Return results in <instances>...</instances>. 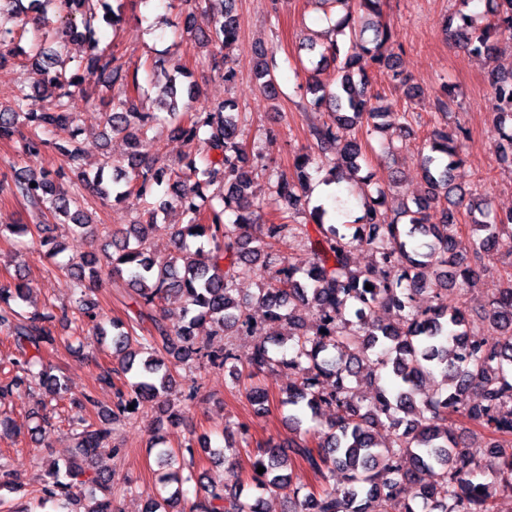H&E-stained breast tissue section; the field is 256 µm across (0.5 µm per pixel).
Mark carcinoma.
I'll list each match as a JSON object with an SVG mask.
<instances>
[{"label": "carcinoma", "mask_w": 512, "mask_h": 512, "mask_svg": "<svg viewBox=\"0 0 512 512\" xmlns=\"http://www.w3.org/2000/svg\"><path fill=\"white\" fill-rule=\"evenodd\" d=\"M60 24L47 34L60 48L70 41L86 45V57L75 72L49 67L37 69L32 88L51 98L42 112L24 109L28 94L21 90L8 108L0 107V141H18L21 150L37 155L49 148L60 155L71 172L81 178L84 189L103 201L131 203L136 218L121 231L105 233L102 256H84L62 266L71 278L74 306L93 321V332L111 339L112 350L121 356L120 372L129 376L126 389H116L112 420L140 406L165 399L192 398L195 386L177 393L173 371L190 362L198 367L237 370L238 355L229 345L214 350L201 345L195 330L210 326L212 336L253 335L250 302L235 295V283L259 272L265 280L255 298L263 309L268 328L246 363L255 373L282 367L288 370V386L280 404L288 408V422L296 432L288 447L271 442L249 457L247 480L233 484L211 477L200 483L202 495L189 512H265L263 495L288 491V512H493L497 496L512 493V281L500 289L489 310L482 315L483 333L473 332L470 314L448 294L460 285L475 283L485 272L483 256L499 233L512 230V211L501 214L489 203L479 205L471 191L455 183L452 171L461 162L467 132L455 136L434 128L429 153L422 157L421 175L427 187L424 196L400 202L393 218L382 211L385 192H363L365 214L352 226L328 224L322 205L310 206V170L329 166L333 180L368 185L370 176L360 175L366 161V146L357 137L339 138L343 126L364 124L373 129L390 127L381 122L388 113L377 104L370 70L392 81L401 79L394 54L386 53L387 29L375 30L371 41L360 44V53L345 49L344 39L361 38L368 16L378 17L383 0H325L342 6L344 14L333 25L334 37L309 50L319 55L316 66L336 63L339 80L331 89L315 76L306 80L305 92L316 106L330 109L331 120L309 130L319 154L300 153L294 158V175L278 174L269 180L285 208L266 220L251 209L254 165L239 141L238 105L223 104L196 112L179 111L182 91L194 98L195 85H183L179 77L188 72L165 67L158 57L147 64L159 88L156 110L139 107L140 64H126L112 50L100 47L95 23L116 29L121 21L113 3L121 0H50ZM459 8L448 14L446 32L466 54L490 65L498 44L512 40V0H486L484 20L466 13L470 0H455ZM195 13H188L181 33L197 43L214 47L208 66L224 82L235 80L224 50L238 37L240 24L236 0H222L212 14L210 26H195ZM45 55L41 42L25 49L16 32L0 26V67L25 56ZM99 73L112 88V111L105 113L102 139L109 133L125 137L129 150L118 164L104 163L94 174L83 170L84 142L70 99L83 91L82 68ZM254 74L263 93H277L276 66L265 53L258 54ZM489 87L499 103L494 122V142L500 160L512 163V73L496 68L487 72ZM169 124L172 132L193 147L179 163V171L161 161L152 151L149 132ZM73 126L67 140L49 138L53 128ZM342 143L335 161L321 155ZM112 167V176L105 168ZM64 173L14 171L0 180V191L19 198L44 215L60 218L73 229L95 235L97 225L82 209L79 196L61 182ZM310 208L316 236H308L303 224H293L288 214ZM175 209L186 218L173 224L174 252L157 260L150 254L149 238L160 214ZM466 211L470 233L462 238L458 215ZM233 214V222L226 215ZM354 228L348 232L347 228ZM307 235L313 261L297 269L275 244L287 236ZM190 239H204L207 246L191 249ZM365 248L373 265L365 271L352 268V251ZM107 275L126 283L136 295L134 316L124 322L104 323L94 313V287ZM372 289H365V285ZM428 291L433 304L416 308V298ZM32 288L18 274L0 284V332L12 341L7 355L14 375L0 383V395L13 390L38 388L52 400H69L76 410V453L63 465L46 471L36 506L23 505L14 512H37L51 502L67 500L70 481L79 476L101 497L93 498L85 512H121L118 495L125 491L114 475L89 467L100 450L112 441V429L103 422L87 420L83 412L95 405L92 392L69 395L65 381L52 374L44 353L59 337L53 322L67 319L49 308L31 306ZM176 294L182 312L175 318L157 313L162 301ZM33 310L24 312L22 306ZM315 315L313 328H306L300 312ZM394 312L395 320L381 322L378 310ZM288 325V337L281 328ZM369 388V397L359 387ZM246 397L257 410H268V393L253 386ZM332 412L329 430L319 435L303 428L305 420L322 408ZM457 417L467 434L485 438L487 459L465 451L463 435L448 430V420ZM158 422L152 442L156 456L166 467L173 452L163 443ZM389 440L379 438V430ZM265 472L257 473L258 467ZM344 474L341 488L332 484L336 471ZM439 471V481L421 479L424 471ZM416 488L414 503L403 499V486ZM182 495L175 488L168 496L152 500L147 512H168Z\"/></svg>", "instance_id": "obj_1"}]
</instances>
